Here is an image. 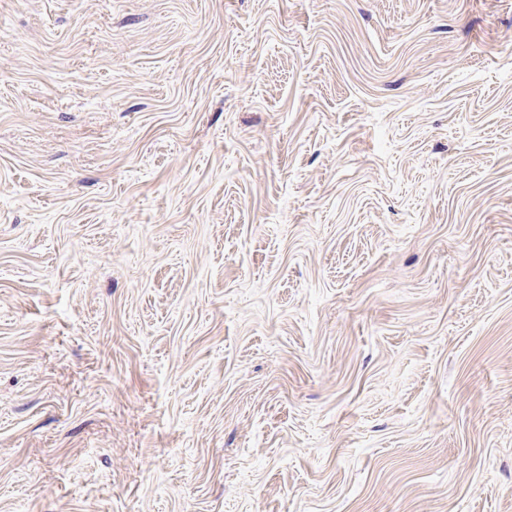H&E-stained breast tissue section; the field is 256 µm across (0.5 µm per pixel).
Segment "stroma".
I'll return each mask as SVG.
<instances>
[{"instance_id":"1","label":"stroma","mask_w":512,"mask_h":512,"mask_svg":"<svg viewBox=\"0 0 512 512\" xmlns=\"http://www.w3.org/2000/svg\"><path fill=\"white\" fill-rule=\"evenodd\" d=\"M0 512H512V0H0Z\"/></svg>"}]
</instances>
